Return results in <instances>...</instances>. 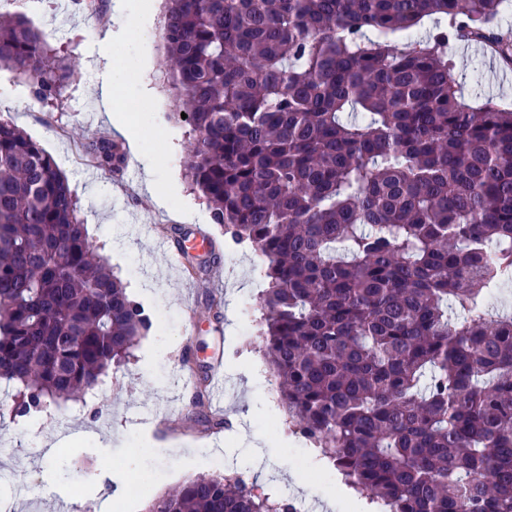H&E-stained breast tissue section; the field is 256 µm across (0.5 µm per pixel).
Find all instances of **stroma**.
Masks as SVG:
<instances>
[{"label":"stroma","instance_id":"obj_1","mask_svg":"<svg viewBox=\"0 0 512 512\" xmlns=\"http://www.w3.org/2000/svg\"><path fill=\"white\" fill-rule=\"evenodd\" d=\"M117 14L104 0L100 17L78 0H33L24 14L50 44L75 63L59 98L37 100L26 79L0 66V117L14 122L55 159L78 198L95 244L153 325L128 361L110 367L94 402L59 401L51 418L14 416L0 395V512H92L97 476L112 468L123 478L149 476L148 492L134 496L130 512H147L155 499L175 491L179 480L224 474L248 480L255 494L289 499L305 512H365L367 503L348 491L335 470L288 428L278 380L267 362L258 330V296L267 286L263 265L245 245L228 246L203 197L185 176L193 133L170 119L173 100L164 64L160 0H131ZM121 32L110 59L97 57L96 39ZM466 97L512 103V71L495 66L487 52L449 51ZM119 77V98L137 126L126 147V167L111 172L75 159L98 133H113L96 88L107 63ZM159 183L160 198L146 190ZM177 225L180 237L161 232ZM208 225L220 248L209 270L178 277L159 245L190 249L188 230ZM224 359V375L236 384L221 409L229 429L214 432L191 416L185 383L202 367ZM277 449L268 457L266 449Z\"/></svg>","mask_w":512,"mask_h":512}]
</instances>
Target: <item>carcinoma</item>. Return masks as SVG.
Returning a JSON list of instances; mask_svg holds the SVG:
<instances>
[{
    "mask_svg": "<svg viewBox=\"0 0 512 512\" xmlns=\"http://www.w3.org/2000/svg\"><path fill=\"white\" fill-rule=\"evenodd\" d=\"M505 0H168L171 118L214 223L266 259L264 352L293 432L385 512H512V106H473L448 45L512 68ZM40 100L71 70L0 16ZM186 117H181V114ZM87 149L105 169L120 143ZM150 319L89 241L67 177L0 119V390L27 416L89 393ZM149 512H290L201 476Z\"/></svg>",
    "mask_w": 512,
    "mask_h": 512,
    "instance_id": "carcinoma-1",
    "label": "carcinoma"
}]
</instances>
